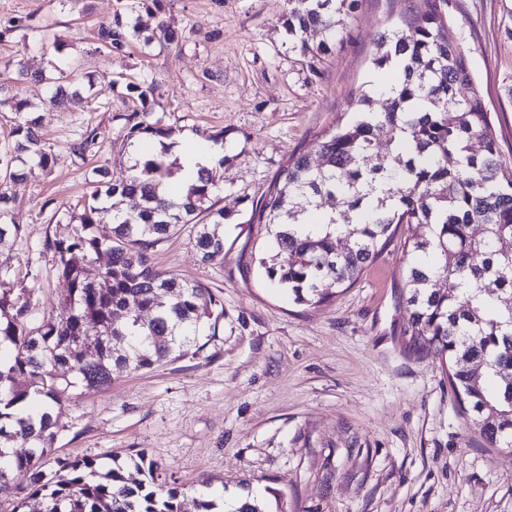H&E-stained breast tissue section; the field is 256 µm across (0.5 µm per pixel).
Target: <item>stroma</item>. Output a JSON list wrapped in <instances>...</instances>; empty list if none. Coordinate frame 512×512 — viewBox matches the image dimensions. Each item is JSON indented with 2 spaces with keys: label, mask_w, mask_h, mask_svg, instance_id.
<instances>
[{
  "label": "stroma",
  "mask_w": 512,
  "mask_h": 512,
  "mask_svg": "<svg viewBox=\"0 0 512 512\" xmlns=\"http://www.w3.org/2000/svg\"><path fill=\"white\" fill-rule=\"evenodd\" d=\"M408 7L360 0L313 63L292 47L286 0H0L1 25L29 22L0 37V68L29 73L19 92L56 156L45 170L15 154L23 176L7 185L5 221L20 231L0 242V279L27 289L32 323L68 288L47 241L70 232L94 168L116 175L133 163L124 114L142 107L171 129L170 159L186 139L224 150L211 173L226 214L223 259L201 264L188 227L154 253L159 270L202 281L223 301L217 341L203 359L70 388L53 455L113 461L132 477L129 458L141 454L168 485L223 507L254 498L265 512H512V449L468 430L440 357L408 355L396 340L408 317L398 289L407 226L354 285L315 306L294 303L251 261L264 243L253 201L293 154L319 163L317 142L360 90L383 91L376 37ZM448 13V37L464 49L512 163V0H449ZM116 16L136 34L110 55L93 35ZM162 22L177 34L164 48L150 40ZM72 66L83 109H48L51 85L35 73ZM133 82L153 86L147 104ZM93 128L95 145L73 151Z\"/></svg>",
  "instance_id": "35a3bbf8"
}]
</instances>
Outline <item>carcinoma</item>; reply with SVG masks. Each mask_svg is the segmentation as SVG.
<instances>
[{
    "label": "carcinoma",
    "mask_w": 512,
    "mask_h": 512,
    "mask_svg": "<svg viewBox=\"0 0 512 512\" xmlns=\"http://www.w3.org/2000/svg\"><path fill=\"white\" fill-rule=\"evenodd\" d=\"M358 2L287 0L293 48L313 58L326 54ZM411 2L400 24L376 39L372 64L397 70L387 104L376 109L373 96L361 91L357 115L318 142L321 163L307 154L291 157L252 206L268 242L258 267L295 303L318 305L351 287L398 226L423 229L402 246L401 297L409 316L397 341L418 358L444 357L449 386L473 433L491 448H512V165L502 159L498 129L467 55L448 40V0ZM311 29L325 36L315 47L304 38ZM98 40L107 53H118L129 33L118 21L104 23ZM52 102L66 107L81 96L60 84ZM25 107L0 85V112L20 116ZM127 122L128 139L169 135L136 110ZM36 124L35 118L18 121L11 134L17 149L48 168L54 156L41 146ZM380 141L387 144L383 156L374 152ZM179 170L160 152L115 179L91 181L80 224L47 243L68 290L40 324L29 322L25 293L0 281V349H12L0 360V495L17 473L27 478L31 495L42 497L43 512H188L184 492L163 482L158 465L143 457L132 461L141 480L88 457H56L48 470L42 462L56 438L53 407L72 387L59 381L57 368L102 387L122 371L198 358L218 336L224 304L211 288L153 263L154 248L187 224L195 229L201 263L224 256V209L211 203L216 187L208 169L183 200L160 194ZM19 177L12 158L1 155L0 205L10 200L7 182ZM336 198L342 210L326 214L318 230L299 235L291 229L305 212ZM114 210L124 218L112 225L111 237L88 232L94 216ZM104 251L112 255L110 265L101 281L88 280L85 268ZM440 281L454 291H440ZM207 330V341L198 343ZM89 341L98 348L91 364L82 352ZM18 375L29 385L17 386Z\"/></svg>",
    "instance_id": "cac0c4a2"
}]
</instances>
